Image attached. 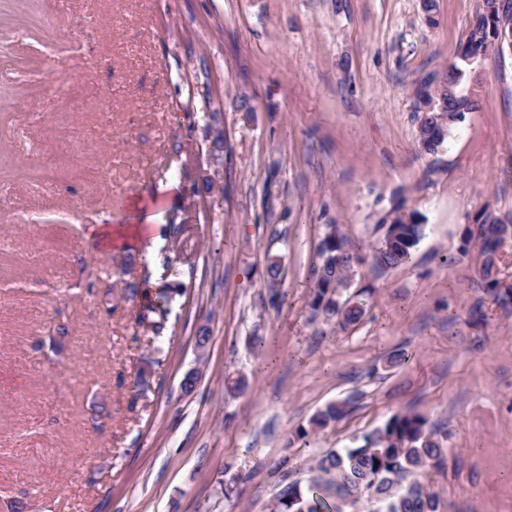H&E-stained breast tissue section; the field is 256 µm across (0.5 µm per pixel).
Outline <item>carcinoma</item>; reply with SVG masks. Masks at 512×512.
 Instances as JSON below:
<instances>
[{"instance_id":"obj_1","label":"carcinoma","mask_w":512,"mask_h":512,"mask_svg":"<svg viewBox=\"0 0 512 512\" xmlns=\"http://www.w3.org/2000/svg\"><path fill=\"white\" fill-rule=\"evenodd\" d=\"M512 28V0H479L466 40L456 60L448 65L444 81L428 82L417 92L416 111L421 113L417 143L421 151L435 154L443 147L453 127L465 114L478 109V101L466 82L482 58L498 52L502 31ZM385 232L373 253L379 269L405 263L423 238L425 224L415 210L396 205L383 217ZM470 239L478 243L484 269L499 260L501 246L512 235V218H502L489 207L473 218ZM318 261L311 270V308L327 320L357 321L364 303L342 298L338 285L359 258L346 246L334 224L326 225L320 241ZM167 296L143 305L142 318L156 314L154 330L166 316ZM351 401L325 404L308 420V430L318 433L342 420ZM447 436L431 426L426 417L396 414L348 448L332 449L315 456L308 465L305 482L286 484L272 504V512H439L440 498L424 481L432 468L447 461Z\"/></svg>"}]
</instances>
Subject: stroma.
Returning a JSON list of instances; mask_svg holds the SVG:
<instances>
[{
  "instance_id": "1",
  "label": "stroma",
  "mask_w": 512,
  "mask_h": 512,
  "mask_svg": "<svg viewBox=\"0 0 512 512\" xmlns=\"http://www.w3.org/2000/svg\"><path fill=\"white\" fill-rule=\"evenodd\" d=\"M478 3L0 0V512H270L313 454L406 411L448 434L441 512H512V299L487 288L512 238L487 278L464 243L482 207L512 215V56L471 74L479 108L439 153L416 142L415 91ZM398 204L425 234L379 272ZM145 224L174 291L158 336L124 293ZM329 224L362 259L344 326L309 306ZM350 406V399H340L325 404L309 418L308 429L303 430L302 435H306L307 432L318 433L342 420L348 414Z\"/></svg>"
}]
</instances>
